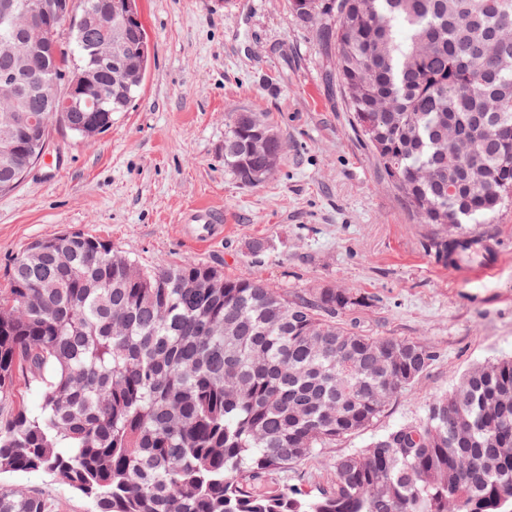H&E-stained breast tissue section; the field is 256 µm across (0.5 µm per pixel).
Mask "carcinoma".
I'll return each instance as SVG.
<instances>
[{"mask_svg": "<svg viewBox=\"0 0 512 512\" xmlns=\"http://www.w3.org/2000/svg\"><path fill=\"white\" fill-rule=\"evenodd\" d=\"M83 0L68 30L0 0V194L44 158L55 89L86 80L65 128L87 141L127 110L143 53L105 55L110 11ZM322 52L389 183L422 224H479L512 202V0H289ZM228 115L224 170L262 186L288 152L268 115ZM362 300L288 293L216 267L150 269L84 233L35 240L0 290V405L16 375L38 411L0 424V473L47 470L96 512H512V358L471 367L420 424L337 457L327 489L257 492L318 449L368 427L435 353L368 336ZM0 512H52L0 487Z\"/></svg>", "mask_w": 512, "mask_h": 512, "instance_id": "1", "label": "carcinoma"}]
</instances>
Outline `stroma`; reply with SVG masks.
Instances as JSON below:
<instances>
[{
    "mask_svg": "<svg viewBox=\"0 0 512 512\" xmlns=\"http://www.w3.org/2000/svg\"><path fill=\"white\" fill-rule=\"evenodd\" d=\"M138 9L151 57L129 111L92 143L53 125L55 159L0 194V289L30 242L79 232L145 267L196 262L292 292L365 296L349 323L421 341L436 357L369 427L257 485L329 487L336 457L422 420L471 366L512 356V206L467 225L501 250L495 272L468 276L442 253L455 231L418 223L379 169L326 79L332 62L314 28L292 18L288 0H138ZM241 109L269 113L288 143L275 176L254 189L224 172L225 115ZM194 204L223 210V238L199 245L179 235L178 215ZM256 239L262 252L248 247ZM0 486L42 495L53 512H94L42 470L1 473Z\"/></svg>",
    "mask_w": 512,
    "mask_h": 512,
    "instance_id": "stroma-1",
    "label": "stroma"
}]
</instances>
